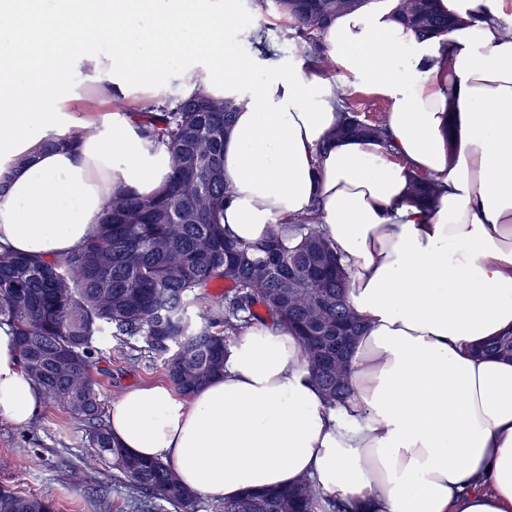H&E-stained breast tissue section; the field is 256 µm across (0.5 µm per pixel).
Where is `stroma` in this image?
<instances>
[{
  "label": "stroma",
  "instance_id": "obj_1",
  "mask_svg": "<svg viewBox=\"0 0 512 512\" xmlns=\"http://www.w3.org/2000/svg\"><path fill=\"white\" fill-rule=\"evenodd\" d=\"M143 338L117 345L93 341L90 376L104 403L133 387L165 383V353H145ZM0 485L51 499L56 512H178L163 502H142L91 448L82 422L52 401L27 426L0 423Z\"/></svg>",
  "mask_w": 512,
  "mask_h": 512
}]
</instances>
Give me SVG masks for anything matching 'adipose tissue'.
Wrapping results in <instances>:
<instances>
[{"instance_id": "1", "label": "adipose tissue", "mask_w": 512, "mask_h": 512, "mask_svg": "<svg viewBox=\"0 0 512 512\" xmlns=\"http://www.w3.org/2000/svg\"><path fill=\"white\" fill-rule=\"evenodd\" d=\"M506 2L440 0L471 19L440 43L398 24L397 0L337 16L327 54L389 98V142L331 145L333 77L268 59L257 78L225 46L242 0H0V252L63 257L98 233L113 193L166 184L168 155L137 117L100 122L85 104L231 96L225 234L256 243L315 213L365 324L345 401L326 403L286 329L257 324L191 396L141 386L113 401L109 427L126 448L213 500L305 477L348 512H512V361L473 353L512 330ZM68 133L76 146L45 148ZM415 175L442 186L430 207L408 200ZM43 405L0 325V420L27 426Z\"/></svg>"}]
</instances>
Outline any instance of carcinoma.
I'll use <instances>...</instances> for the list:
<instances>
[{"mask_svg": "<svg viewBox=\"0 0 512 512\" xmlns=\"http://www.w3.org/2000/svg\"><path fill=\"white\" fill-rule=\"evenodd\" d=\"M290 22L286 40L299 45L306 62L325 74L334 67L322 32L336 16L366 0H273ZM397 20L421 39L442 38L465 19L443 13L436 0H399ZM342 120L330 135L386 143L384 118L357 112L351 90H336ZM203 98L163 99L138 113L140 131L170 155L172 176L151 198L126 191L110 201L101 230L70 254L42 258L0 253V325L14 329L21 363L45 398L85 425L91 447L108 460L132 489L191 512L195 495L179 482L171 464L145 459L116 441L105 421L104 403L90 377L93 340L107 335L121 344L140 336L148 348L174 352L166 374L185 396L224 368V331L232 334L266 319L284 326L304 349L308 371L329 405L350 395V353L336 363V325L350 343L364 331L348 306V276L315 213L291 219L258 245L224 235L220 214L229 190L222 169L224 138L239 106L226 97L224 112H201ZM436 183L411 178L410 199L428 204ZM323 274L309 281L306 264ZM204 306L201 320L190 313ZM325 325L316 336L313 324ZM512 332L476 353L512 359ZM0 512H54L43 497L0 486ZM220 512H347L319 496L301 478L291 486L244 492L220 502Z\"/></svg>", "mask_w": 512, "mask_h": 512, "instance_id": "1", "label": "carcinoma"}]
</instances>
